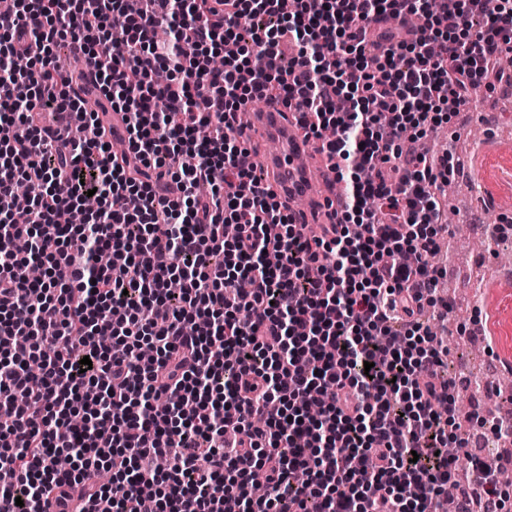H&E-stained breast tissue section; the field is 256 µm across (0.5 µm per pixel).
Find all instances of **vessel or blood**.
I'll return each instance as SVG.
<instances>
[{
	"mask_svg": "<svg viewBox=\"0 0 512 512\" xmlns=\"http://www.w3.org/2000/svg\"><path fill=\"white\" fill-rule=\"evenodd\" d=\"M258 133L263 134L271 145L262 158L266 184L288 209L295 223L319 230L334 224L339 204L331 187L336 182V173L321 156L314 163H303L310 143L294 113L281 102L264 103L260 110L252 113L251 124L243 129L242 139L250 141Z\"/></svg>",
	"mask_w": 512,
	"mask_h": 512,
	"instance_id": "b4317fda",
	"label": "vessel or blood"
}]
</instances>
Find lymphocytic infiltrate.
Listing matches in <instances>:
<instances>
[{
    "mask_svg": "<svg viewBox=\"0 0 512 512\" xmlns=\"http://www.w3.org/2000/svg\"><path fill=\"white\" fill-rule=\"evenodd\" d=\"M511 51L512 0L0 13V512L53 494L60 512H444L450 487L455 512H512V451L457 473L449 444L488 416L460 411L421 320L452 308L429 256L455 159L403 148L511 81ZM81 74L122 155L72 94ZM271 99L336 160L332 236L292 222L235 135ZM21 180L40 188L22 210ZM90 196L82 223L55 222Z\"/></svg>",
    "mask_w": 512,
    "mask_h": 512,
    "instance_id": "1",
    "label": "lymphocytic infiltrate"
}]
</instances>
